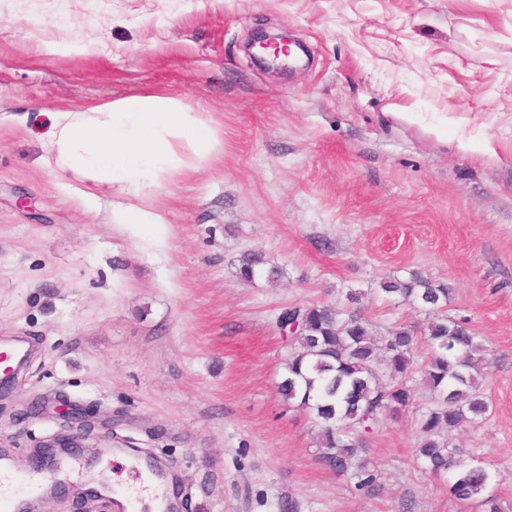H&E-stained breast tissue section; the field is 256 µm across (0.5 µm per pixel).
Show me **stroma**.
I'll return each mask as SVG.
<instances>
[{
    "instance_id": "1",
    "label": "stroma",
    "mask_w": 512,
    "mask_h": 512,
    "mask_svg": "<svg viewBox=\"0 0 512 512\" xmlns=\"http://www.w3.org/2000/svg\"><path fill=\"white\" fill-rule=\"evenodd\" d=\"M260 28L308 62H253ZM145 94L203 113L208 159L178 146L185 170L138 197L57 171L49 113ZM130 202L164 218V247L132 249ZM249 251L283 276L244 280ZM414 272L452 288L449 315L486 349L492 409L451 442L512 512V0H0V340L33 347L0 394L16 462L0 496L39 499L27 459L71 428L66 400L92 411L95 471L135 512H152L144 454L182 512H482L416 460L421 377L374 427L378 498L316 464L318 426L277 390L282 308H343L353 289L378 335L419 330L380 290ZM57 480L70 490L42 512H80L85 470Z\"/></svg>"
}]
</instances>
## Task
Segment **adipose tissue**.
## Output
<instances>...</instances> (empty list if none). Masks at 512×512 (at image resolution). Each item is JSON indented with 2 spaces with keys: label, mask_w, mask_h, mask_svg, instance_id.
Returning <instances> with one entry per match:
<instances>
[{
  "label": "adipose tissue",
  "mask_w": 512,
  "mask_h": 512,
  "mask_svg": "<svg viewBox=\"0 0 512 512\" xmlns=\"http://www.w3.org/2000/svg\"><path fill=\"white\" fill-rule=\"evenodd\" d=\"M46 137L60 172L138 195L149 194L169 170L182 167L178 145L202 158L216 144L215 130L201 113L162 95L53 113Z\"/></svg>",
  "instance_id": "ef3b65f1"
}]
</instances>
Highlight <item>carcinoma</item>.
Returning <instances> with one entry per match:
<instances>
[{
	"mask_svg": "<svg viewBox=\"0 0 512 512\" xmlns=\"http://www.w3.org/2000/svg\"><path fill=\"white\" fill-rule=\"evenodd\" d=\"M240 274L247 281L275 280L283 271L263 254L247 252L240 257ZM381 291L427 316L425 359L414 360L417 336L410 326L391 330L378 344L359 292L351 289L348 309L313 304L280 313L279 320H297L299 328L291 336L297 345L285 363L279 394L307 410L319 426L317 463L377 498L384 488L366 459L367 440L382 415L411 404L407 379L421 373L434 406L421 422L418 459L433 475L448 477L454 499L499 512L491 471L479 461L462 460L449 442L454 431L484 419L491 409L480 392L482 344L466 320L448 315L449 286L413 273L407 280L383 282Z\"/></svg>",
	"mask_w": 512,
	"mask_h": 512,
	"instance_id": "carcinoma-1",
	"label": "carcinoma"
}]
</instances>
